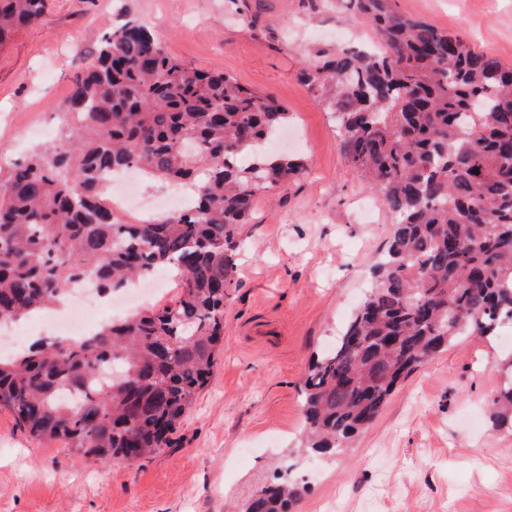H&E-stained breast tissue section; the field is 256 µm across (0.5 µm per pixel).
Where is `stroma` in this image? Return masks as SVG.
I'll return each mask as SVG.
<instances>
[{
  "label": "stroma",
  "mask_w": 512,
  "mask_h": 512,
  "mask_svg": "<svg viewBox=\"0 0 512 512\" xmlns=\"http://www.w3.org/2000/svg\"><path fill=\"white\" fill-rule=\"evenodd\" d=\"M38 22L0 50V176L56 140L57 101L103 38L144 21L187 65L219 69L287 109L306 173L260 193L239 232L224 340L173 447L99 463L39 441L0 410V512H225L275 468L303 487L293 512H512V429L487 408L512 324L463 337L397 388L340 455L295 449L308 366L351 317L396 218L345 163L336 124L302 83V46L334 45L347 0H47ZM394 9L461 36L512 66V0H393Z\"/></svg>",
  "instance_id": "1"
}]
</instances>
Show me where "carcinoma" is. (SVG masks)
<instances>
[{
  "label": "carcinoma",
  "mask_w": 512,
  "mask_h": 512,
  "mask_svg": "<svg viewBox=\"0 0 512 512\" xmlns=\"http://www.w3.org/2000/svg\"><path fill=\"white\" fill-rule=\"evenodd\" d=\"M46 0H0V49ZM376 42L318 48L301 79L324 96L348 166L396 215L371 286L302 387L301 447L342 453L398 384L463 336L512 323V66L460 37L349 0ZM56 142L0 177V323L39 313L87 277L109 293L167 269L165 303L81 340L0 355V409L32 437L94 460L148 459L212 373L238 230L258 193L302 175L265 145L288 122L270 95L170 56L129 20L97 47L59 108ZM184 184L194 205L144 224L104 208L103 175L130 168ZM490 420L512 426V351ZM290 468L237 512H291Z\"/></svg>",
  "instance_id": "obj_1"
}]
</instances>
